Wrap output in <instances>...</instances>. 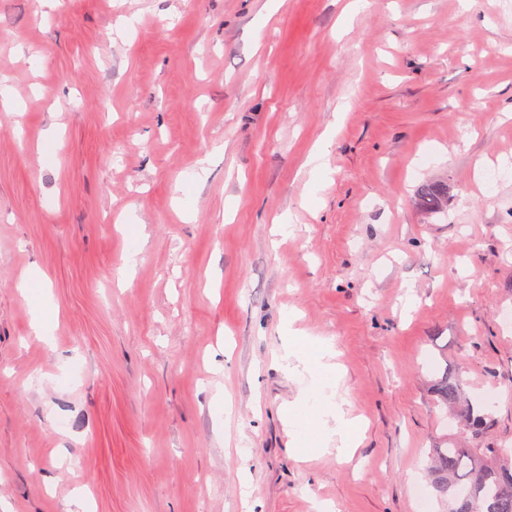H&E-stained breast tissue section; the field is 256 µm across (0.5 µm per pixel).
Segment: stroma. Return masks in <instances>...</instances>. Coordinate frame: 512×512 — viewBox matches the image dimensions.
Masks as SVG:
<instances>
[{"mask_svg":"<svg viewBox=\"0 0 512 512\" xmlns=\"http://www.w3.org/2000/svg\"><path fill=\"white\" fill-rule=\"evenodd\" d=\"M265 2L0 0V512H448L433 449H512V0ZM418 197L425 210L435 211L447 200L448 188L441 184H425L420 188ZM305 346L309 345L312 349L311 354L301 353L300 351L291 350L289 357H294L299 363L303 364L304 370L308 372L322 371L326 374L336 373L335 364L329 360L332 354L327 347L315 346V342L308 337L298 338ZM326 360V361H323ZM435 393L440 402L447 408L459 404L462 398L459 375L453 371H444L436 384ZM334 425L330 427L328 420H321V426L329 432L330 438L335 436L336 450L339 453L349 454L357 446V432L359 424L355 418H350L348 413L342 408V404L335 403L331 412ZM463 418L472 437L477 438L491 426L492 416L481 405L466 402L462 409Z\"/></svg>","mask_w":512,"mask_h":512,"instance_id":"obj_1","label":"stroma"}]
</instances>
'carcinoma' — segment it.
Wrapping results in <instances>:
<instances>
[{
    "mask_svg": "<svg viewBox=\"0 0 512 512\" xmlns=\"http://www.w3.org/2000/svg\"><path fill=\"white\" fill-rule=\"evenodd\" d=\"M418 197L422 207L435 211L448 198V188L441 184H425ZM435 393L446 407H454L462 398L459 375L444 371ZM463 418L472 437L477 438L491 426L492 416L481 405L467 403ZM503 452L501 448L434 449L433 486L448 498V512H512V470L492 466L489 459Z\"/></svg>",
    "mask_w": 512,
    "mask_h": 512,
    "instance_id": "1",
    "label": "carcinoma"
}]
</instances>
